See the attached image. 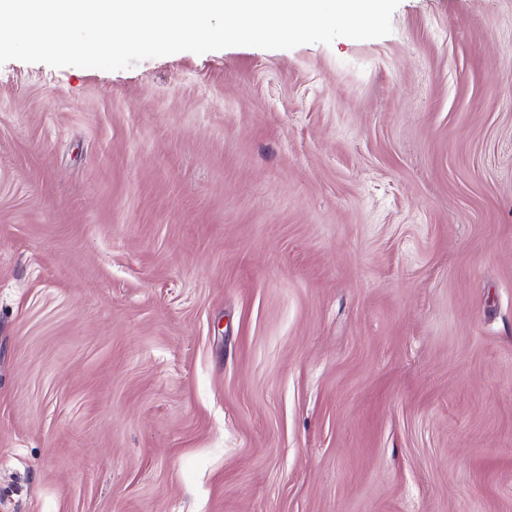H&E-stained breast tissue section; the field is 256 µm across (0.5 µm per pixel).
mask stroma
Wrapping results in <instances>:
<instances>
[{"instance_id": "obj_1", "label": "stroma", "mask_w": 512, "mask_h": 512, "mask_svg": "<svg viewBox=\"0 0 512 512\" xmlns=\"http://www.w3.org/2000/svg\"><path fill=\"white\" fill-rule=\"evenodd\" d=\"M0 65V512H512V0Z\"/></svg>"}]
</instances>
